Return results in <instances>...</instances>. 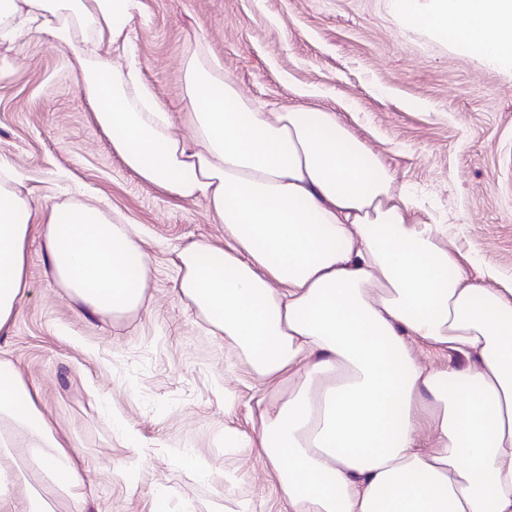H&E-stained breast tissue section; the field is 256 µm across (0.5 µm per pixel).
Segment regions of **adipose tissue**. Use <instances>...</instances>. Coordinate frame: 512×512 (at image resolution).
<instances>
[{
	"label": "adipose tissue",
	"instance_id": "1",
	"mask_svg": "<svg viewBox=\"0 0 512 512\" xmlns=\"http://www.w3.org/2000/svg\"><path fill=\"white\" fill-rule=\"evenodd\" d=\"M461 54L512 69V0H392ZM138 0H0V40L66 46L112 151L144 184L205 201L224 246L177 258L178 293L231 338L260 380L259 427L236 447L263 459L280 512H512V287L442 246L410 198L336 113L255 108L200 55L189 61L195 137L140 84L128 57ZM31 208L0 189V329L26 287ZM51 273L95 314L142 306L141 246L93 206L53 207ZM447 351L434 369L420 354ZM287 385V399L273 389ZM85 479L13 364L0 361V512H89Z\"/></svg>",
	"mask_w": 512,
	"mask_h": 512
}]
</instances>
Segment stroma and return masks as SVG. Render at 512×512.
<instances>
[{"label": "stroma", "mask_w": 512, "mask_h": 512, "mask_svg": "<svg viewBox=\"0 0 512 512\" xmlns=\"http://www.w3.org/2000/svg\"><path fill=\"white\" fill-rule=\"evenodd\" d=\"M142 83L189 141L187 70L200 50L242 95L334 112L411 191L446 247L512 280V76L455 51L390 0H139L129 22ZM0 163L32 205L27 286L0 358L37 395L91 481L92 512H279L275 479L231 447L258 385L237 348L175 288L177 252L224 244L206 203L146 186L94 120L72 50L39 33L0 41ZM91 204L138 235L153 274L142 307L87 311L53 278L42 213Z\"/></svg>", "instance_id": "stroma-1"}]
</instances>
